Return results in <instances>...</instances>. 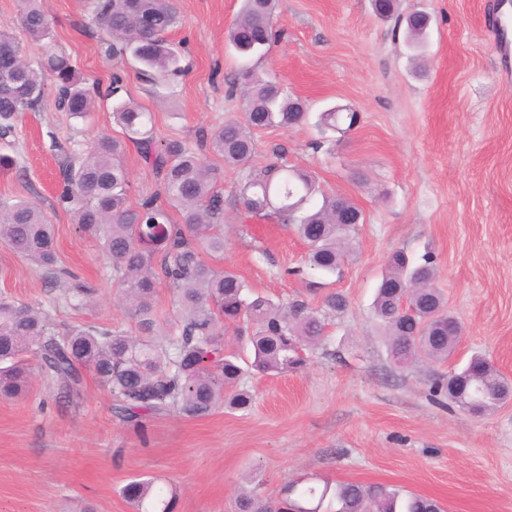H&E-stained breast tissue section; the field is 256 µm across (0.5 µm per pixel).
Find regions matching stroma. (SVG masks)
<instances>
[{
	"label": "stroma",
	"instance_id": "stroma-1",
	"mask_svg": "<svg viewBox=\"0 0 512 512\" xmlns=\"http://www.w3.org/2000/svg\"><path fill=\"white\" fill-rule=\"evenodd\" d=\"M183 23L170 39L185 70L169 83L143 81L133 61L105 56L90 22V0H45L55 40L88 82L123 79L120 96L152 112L159 141L197 146L202 131L243 119L227 78L240 61L226 35L241 0H176ZM484 0H399L400 13H428L425 63L415 66L404 30L382 20L370 0H279L278 34L257 67L309 107L295 128L256 134L250 168L225 169V236L220 268L283 301L323 309L326 294L348 304L298 371L247 376L245 411L209 417L174 414L136 428L120 421L94 376L79 397L33 376L18 400L0 399V512H135L120 489L152 476L179 512H230L242 491L279 499L299 479L383 483L437 499L446 512H512V403L474 418L429 395L448 364L394 365L372 310L386 258L401 249L432 253L437 285L465 339L458 359L486 354L512 380V81L482 26ZM112 99L87 121L45 104L21 114L0 137V200L37 203L55 226V273L39 271L0 243V294L42 308L57 325L131 329L135 320L112 286V261L80 234L58 200L70 150L103 133L120 136ZM359 115L348 132L323 129L321 112ZM282 159L320 186L352 200L365 221L358 258L341 274L307 269L306 246L275 217L244 213L236 192L249 169ZM94 290L93 305L69 303L70 278Z\"/></svg>",
	"mask_w": 512,
	"mask_h": 512
}]
</instances>
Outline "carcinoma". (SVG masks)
<instances>
[{
	"label": "carcinoma",
	"mask_w": 512,
	"mask_h": 512,
	"mask_svg": "<svg viewBox=\"0 0 512 512\" xmlns=\"http://www.w3.org/2000/svg\"><path fill=\"white\" fill-rule=\"evenodd\" d=\"M277 0H242L228 30V41L244 59L264 55L275 39L272 18ZM92 22L103 35L105 53L132 59L140 73L162 84L181 71V50L168 39L181 18L175 0H92ZM19 24L38 44L37 60L12 36L0 33V129L22 112L36 110L48 95L55 107L75 119L93 111L95 100L115 95L119 78L101 89L88 84L54 43L42 0H20ZM406 42L417 48L428 34L422 15L406 17ZM240 92L245 121H228L202 134L200 146L224 160V167L248 165L257 152L255 132L305 122L307 106L276 81L244 65L230 85ZM112 116L126 141L101 134L77 159L62 168L61 200L72 205L79 231L102 241L112 260V279L136 320L135 332L91 324L64 331L51 326L42 309L0 297V397L19 399L29 392L31 368L69 398L92 373L107 388L118 415L128 423L175 413L202 419L220 407L247 409L252 395L239 388L249 369L274 375L301 368L303 348L327 336L326 318L303 301H275L252 291L235 271L218 269L202 258L224 255V171L201 151L180 140L156 142L152 114L131 101H118ZM357 113L332 108L321 114L323 127L352 128ZM133 143L150 170L156 189L131 204L130 174L122 161L125 142ZM245 209L270 211L294 226L306 244V262L322 273H338L356 253L357 226L363 211L352 201L326 193L315 177L285 164L270 163L239 189ZM183 223L175 224L170 209ZM0 241L43 269L57 257L54 226L33 202L0 203ZM173 288L176 310L170 319L156 314V290ZM373 312L386 351L396 364L443 363L454 352V315L437 287L433 257L412 261L392 252L378 283ZM476 372L462 398L450 381L432 390L463 411L487 415L512 399V382L476 354L457 371ZM276 502L254 488L239 493L234 512H441L436 500L382 483L331 485L292 483ZM122 496L136 512H176L177 499L154 490V481L134 478Z\"/></svg>",
	"instance_id": "obj_1"
}]
</instances>
